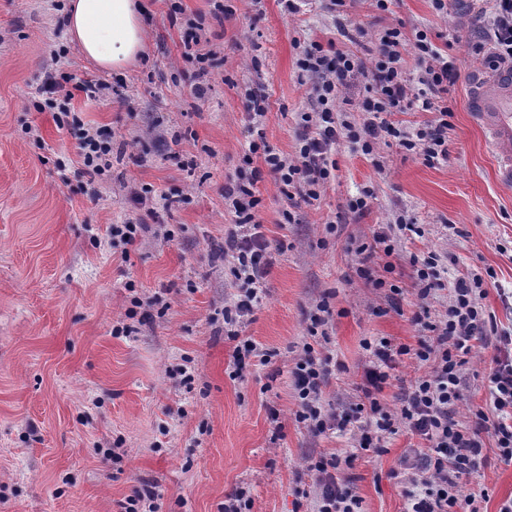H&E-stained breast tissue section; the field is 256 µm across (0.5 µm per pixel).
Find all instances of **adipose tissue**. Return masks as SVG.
<instances>
[{
	"mask_svg": "<svg viewBox=\"0 0 512 512\" xmlns=\"http://www.w3.org/2000/svg\"><path fill=\"white\" fill-rule=\"evenodd\" d=\"M141 0H68L67 33L101 71L120 70L145 52Z\"/></svg>",
	"mask_w": 512,
	"mask_h": 512,
	"instance_id": "1",
	"label": "adipose tissue"
}]
</instances>
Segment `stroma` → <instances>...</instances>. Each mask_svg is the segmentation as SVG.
Wrapping results in <instances>:
<instances>
[{
    "mask_svg": "<svg viewBox=\"0 0 512 512\" xmlns=\"http://www.w3.org/2000/svg\"><path fill=\"white\" fill-rule=\"evenodd\" d=\"M142 2L146 58L104 73L70 40L51 0H0V512H122L145 484L160 493V512H221L240 487L251 512H311L312 499L296 494L308 481L306 458L345 454L352 440L313 436L294 419L290 370L310 311L328 298V349L341 368L323 400L335 408L356 399L363 339L412 344L418 334L414 296L388 309L384 291L356 273L358 249L378 225L400 214L423 225L424 237L404 241L403 257L445 253L453 259L449 278L486 275L483 305L499 327L512 328V189L497 184L468 106V72L477 63L469 50L482 34L468 0H448L444 14L431 0H394L385 13L371 0H345V18L366 32L356 43L336 37L318 0L295 18L278 0H231L234 13L222 20L212 0H179L202 26L199 52L215 54L199 99L183 28L168 17L172 0ZM398 24L429 28L437 46L451 45L459 59L448 93V161L431 167L395 144L368 156L343 141L336 177L317 201L293 205L272 177L257 183L261 221L281 249L242 334L273 357L231 379L233 344L213 315L232 289L216 247L233 223L224 185L250 141L244 89L264 85L265 138L295 156L299 114L315 97L314 79L296 67L298 44L332 39L362 56ZM55 71L105 84L73 100L85 123L112 135L104 179L83 174L76 138L33 107ZM30 126L43 146L27 134ZM145 185L148 200L134 204L131 191ZM366 186L375 193L369 210L351 213L349 201ZM176 192L186 202L163 209L162 195ZM129 221L150 230L124 253L108 228ZM161 224L174 241L154 235ZM134 293L145 301L162 296L169 308L137 332L113 335ZM187 362L188 386L179 375ZM271 405L282 430L267 418ZM420 444L401 432L385 452L359 454L347 474L364 512H404L402 487L389 474ZM482 488L488 512H498L512 498V467L494 462L462 480L463 492Z\"/></svg>",
    "mask_w": 512,
    "mask_h": 512,
    "instance_id": "stroma-1",
    "label": "stroma"
}]
</instances>
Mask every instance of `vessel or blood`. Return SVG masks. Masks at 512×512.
<instances>
[{
  "label": "vessel or blood",
  "mask_w": 512,
  "mask_h": 512,
  "mask_svg": "<svg viewBox=\"0 0 512 512\" xmlns=\"http://www.w3.org/2000/svg\"><path fill=\"white\" fill-rule=\"evenodd\" d=\"M471 117L482 129L496 159L501 187L512 188V61L470 72Z\"/></svg>",
  "instance_id": "vessel-or-blood-1"
}]
</instances>
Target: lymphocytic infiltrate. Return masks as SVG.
Instances as JSON below:
<instances>
[{
    "label": "lymphocytic infiltrate",
    "instance_id": "lymphocytic-infiltrate-1",
    "mask_svg": "<svg viewBox=\"0 0 512 512\" xmlns=\"http://www.w3.org/2000/svg\"><path fill=\"white\" fill-rule=\"evenodd\" d=\"M472 12L484 38L473 45L474 54L491 64L512 60V0H473ZM414 48L418 64L416 77L403 68L406 48ZM296 66L315 77L313 111L300 115L302 133L295 157L269 146L259 128L266 114L264 88H246L245 108L252 140L234 179L224 186V201L234 214V224L224 237V258L230 261L232 286L236 294L221 312L224 337L233 342L231 378H239L251 366L268 364L270 351L249 338L240 327L265 298L266 278L272 267V242L259 220L261 199L255 185L263 176L273 177L288 198L318 199L323 187L335 176L334 155L340 142L360 146L363 154H373L377 145L397 143L405 151L422 158L427 165L448 159V92L459 77L456 56L436 46L428 29H415L406 36L401 27L385 29L371 51L370 61L337 49L335 41L312 43L299 53ZM69 76H47L40 94L45 109L52 111L60 127L79 131L82 164L90 176L104 175L112 163V141L99 131L82 127L69 90ZM361 84L358 102L359 123L346 119L337 107L343 90ZM418 110L435 113V120L415 131L395 125L396 112ZM422 227L405 216L380 225L373 242L386 262L384 277H373L369 265L357 268L373 287L387 288L390 307H398L406 290H413L418 303L412 321L421 334L416 344L396 343L386 337L366 339L359 396L348 408L336 410L323 404V389L332 374V355L315 349L312 340L331 315L327 301L310 312V342L304 343L293 370L297 395V423L313 436L351 433L353 451L346 457H308L306 470L312 479L315 512H362L361 498L351 481L341 473V465H352L358 453L378 451L387 436L405 430L423 440L413 449L399 478L404 485L405 512H485L489 495L485 491L463 493L461 477L478 472L488 464L483 452L485 437H492L500 463L512 466V329H499L481 301L486 296L482 276L471 275L448 284L443 280L444 257L431 252L409 260V286L386 282L395 273L402 242L410 236H424ZM449 298L441 319L430 316L429 302L441 291ZM494 349L486 375L489 402L473 410L470 425H460L454 414L463 398L464 368L476 347ZM411 359L428 368L427 373L402 387L396 408L384 403L382 392L404 360Z\"/></svg>",
    "mask_w": 512,
    "mask_h": 512
}]
</instances>
